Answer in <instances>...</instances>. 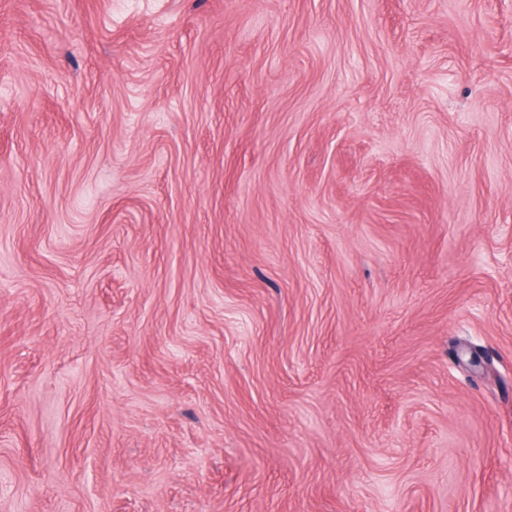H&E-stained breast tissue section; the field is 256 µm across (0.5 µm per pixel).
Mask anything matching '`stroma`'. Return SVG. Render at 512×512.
<instances>
[{"instance_id": "obj_1", "label": "stroma", "mask_w": 512, "mask_h": 512, "mask_svg": "<svg viewBox=\"0 0 512 512\" xmlns=\"http://www.w3.org/2000/svg\"><path fill=\"white\" fill-rule=\"evenodd\" d=\"M0 512H512V0H0Z\"/></svg>"}]
</instances>
